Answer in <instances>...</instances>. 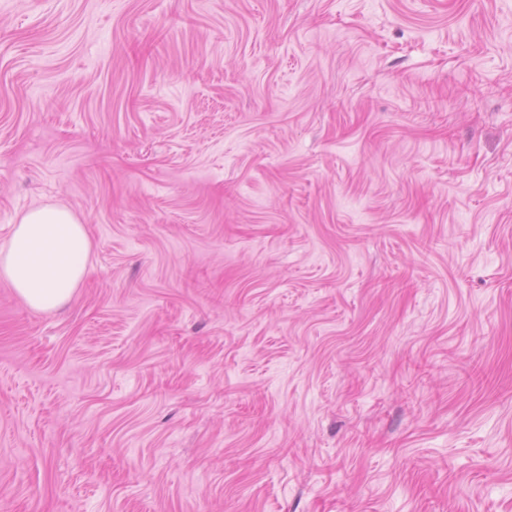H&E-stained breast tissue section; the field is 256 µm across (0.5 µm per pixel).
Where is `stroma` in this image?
I'll use <instances>...</instances> for the list:
<instances>
[{
    "instance_id": "35a3bbf8",
    "label": "stroma",
    "mask_w": 512,
    "mask_h": 512,
    "mask_svg": "<svg viewBox=\"0 0 512 512\" xmlns=\"http://www.w3.org/2000/svg\"><path fill=\"white\" fill-rule=\"evenodd\" d=\"M0 512H512V0H0ZM89 251L85 226L71 210L38 207L22 215L0 244V275L29 308L51 312L72 299Z\"/></svg>"
}]
</instances>
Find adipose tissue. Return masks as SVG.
I'll use <instances>...</instances> for the list:
<instances>
[{
  "label": "adipose tissue",
  "instance_id": "obj_1",
  "mask_svg": "<svg viewBox=\"0 0 512 512\" xmlns=\"http://www.w3.org/2000/svg\"><path fill=\"white\" fill-rule=\"evenodd\" d=\"M89 251L85 226L71 210L38 207L22 215L0 244V275L29 308L51 312L72 299Z\"/></svg>",
  "mask_w": 512,
  "mask_h": 512
}]
</instances>
